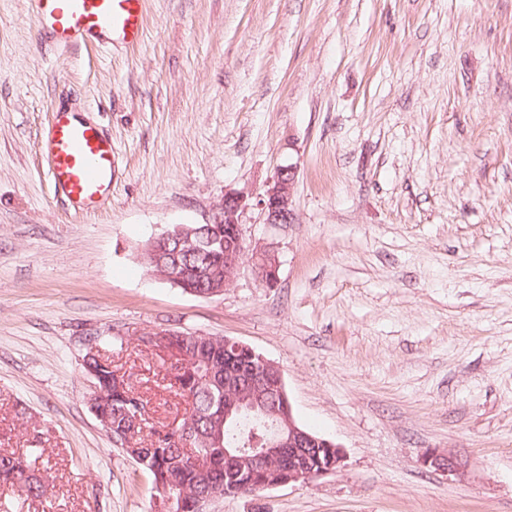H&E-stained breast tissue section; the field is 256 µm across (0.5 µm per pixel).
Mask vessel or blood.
<instances>
[{"instance_id": "1", "label": "vessel or blood", "mask_w": 512, "mask_h": 512, "mask_svg": "<svg viewBox=\"0 0 512 512\" xmlns=\"http://www.w3.org/2000/svg\"><path fill=\"white\" fill-rule=\"evenodd\" d=\"M35 23L49 29L58 44L76 46L86 38L101 44H137L144 0H34ZM40 153L56 191L73 210H97L112 192V141L96 125L56 110L43 135Z\"/></svg>"}]
</instances>
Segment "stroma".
<instances>
[{
  "instance_id": "1",
  "label": "stroma",
  "mask_w": 512,
  "mask_h": 512,
  "mask_svg": "<svg viewBox=\"0 0 512 512\" xmlns=\"http://www.w3.org/2000/svg\"><path fill=\"white\" fill-rule=\"evenodd\" d=\"M0 0V451L39 448L48 495L0 512H151L97 419L86 356L154 426L187 397L142 342L241 341L282 371L337 471L209 512H512V0H145L135 45L63 47ZM111 136L112 193L78 214L38 152L54 110ZM293 164L292 224L257 204ZM244 195V263L198 297L141 248ZM464 464L424 466L427 450Z\"/></svg>"
}]
</instances>
